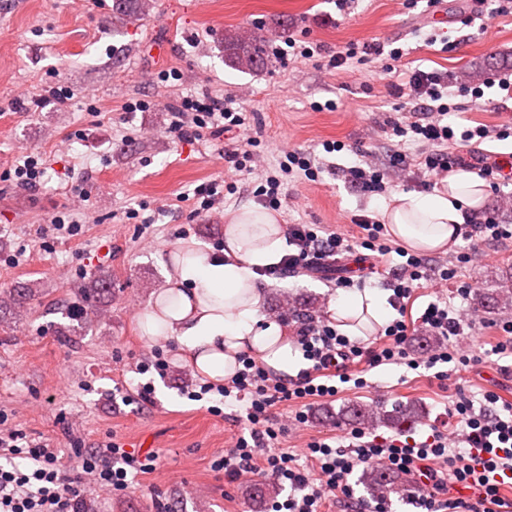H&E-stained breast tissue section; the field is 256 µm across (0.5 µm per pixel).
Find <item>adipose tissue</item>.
Returning a JSON list of instances; mask_svg holds the SVG:
<instances>
[{
    "label": "adipose tissue",
    "mask_w": 512,
    "mask_h": 512,
    "mask_svg": "<svg viewBox=\"0 0 512 512\" xmlns=\"http://www.w3.org/2000/svg\"><path fill=\"white\" fill-rule=\"evenodd\" d=\"M487 185L477 173L450 172L433 193L402 192L381 208L389 233L410 248L436 253L454 247L460 229L482 207ZM288 251L283 225L266 210L243 208L224 226V247L214 251L197 240L180 242L167 261L173 273L154 293L147 313L150 340H176L195 371L220 384L248 352L283 374L293 373L299 352L287 327L266 321L260 272ZM337 330L361 335L368 322L387 323L392 312L381 293H346L329 307Z\"/></svg>",
    "instance_id": "ef3b65f1"
}]
</instances>
